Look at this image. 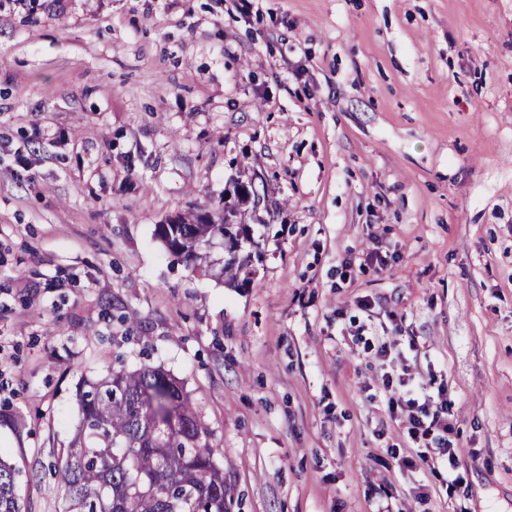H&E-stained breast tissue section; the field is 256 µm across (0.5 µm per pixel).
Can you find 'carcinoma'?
Instances as JSON below:
<instances>
[{
	"instance_id": "carcinoma-1",
	"label": "carcinoma",
	"mask_w": 512,
	"mask_h": 512,
	"mask_svg": "<svg viewBox=\"0 0 512 512\" xmlns=\"http://www.w3.org/2000/svg\"><path fill=\"white\" fill-rule=\"evenodd\" d=\"M156 236L192 265L200 249L224 238V224H158ZM249 261L224 265L229 283L251 282ZM83 386L78 432L58 458L62 512H231L233 497L209 430L175 379L120 365L108 379ZM0 512H31L17 494L14 471L1 460Z\"/></svg>"
}]
</instances>
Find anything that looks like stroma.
Wrapping results in <instances>:
<instances>
[{"label": "stroma", "mask_w": 512, "mask_h": 512, "mask_svg": "<svg viewBox=\"0 0 512 512\" xmlns=\"http://www.w3.org/2000/svg\"><path fill=\"white\" fill-rule=\"evenodd\" d=\"M36 2L0 8V460L32 512L119 360L181 381L233 512H512V0ZM253 174L249 287L156 238ZM404 369L448 386L455 490L399 465Z\"/></svg>", "instance_id": "stroma-1"}]
</instances>
